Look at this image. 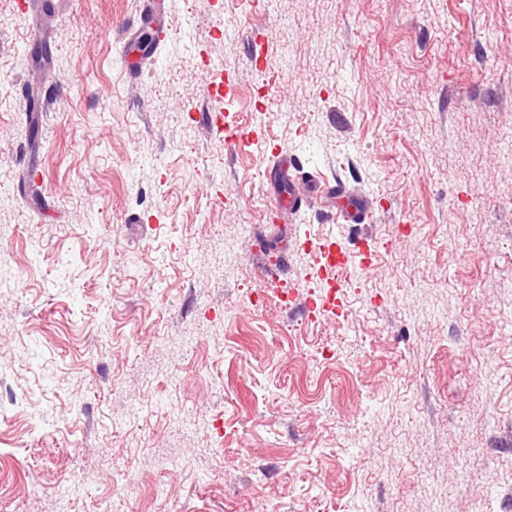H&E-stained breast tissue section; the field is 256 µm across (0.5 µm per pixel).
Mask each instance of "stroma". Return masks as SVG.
Here are the masks:
<instances>
[{
  "instance_id": "1",
  "label": "stroma",
  "mask_w": 512,
  "mask_h": 512,
  "mask_svg": "<svg viewBox=\"0 0 512 512\" xmlns=\"http://www.w3.org/2000/svg\"><path fill=\"white\" fill-rule=\"evenodd\" d=\"M17 3L0 512H512V0H164L133 78L139 0ZM274 145L372 223L270 214ZM136 31L128 27L124 31V40L126 48V73L128 75L136 76L139 72L140 61L146 51V46L136 36ZM336 193L345 200L340 213L347 224H370L372 222V211L368 206L366 199L357 194H347L345 191L336 186ZM308 244L316 253V276L325 289L318 300H308L305 314L309 319L325 313L336 314V309L341 305L344 275L356 267H368V256L373 245L364 242L363 247L351 251L344 243L332 237L321 239L315 244L309 241Z\"/></svg>"
}]
</instances>
